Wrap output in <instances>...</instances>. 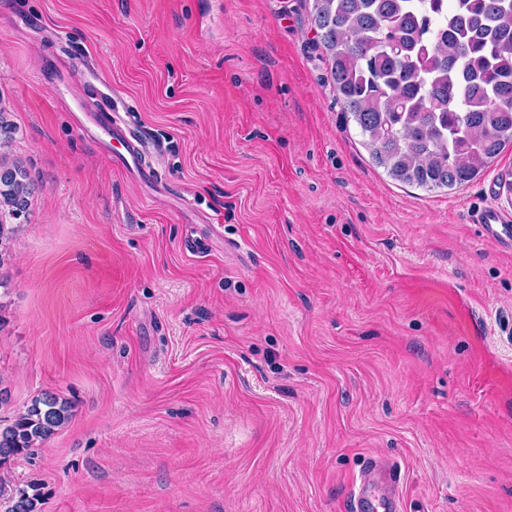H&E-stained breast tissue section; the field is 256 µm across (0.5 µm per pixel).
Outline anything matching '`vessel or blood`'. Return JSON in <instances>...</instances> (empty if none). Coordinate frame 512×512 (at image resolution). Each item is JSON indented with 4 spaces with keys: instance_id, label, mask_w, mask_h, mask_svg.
Segmentation results:
<instances>
[{
    "instance_id": "vessel-or-blood-1",
    "label": "vessel or blood",
    "mask_w": 512,
    "mask_h": 512,
    "mask_svg": "<svg viewBox=\"0 0 512 512\" xmlns=\"http://www.w3.org/2000/svg\"><path fill=\"white\" fill-rule=\"evenodd\" d=\"M77 129L85 139L108 148L114 169L154 182L159 173L151 159L157 144L141 126L125 119L116 111L111 97H103L95 106L90 123H78ZM476 221L486 236L498 245H512V216L488 206L477 215ZM398 500L390 473L380 464L368 467L353 493V512H396Z\"/></svg>"
}]
</instances>
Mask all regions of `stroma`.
<instances>
[{"label": "stroma", "mask_w": 512, "mask_h": 512, "mask_svg": "<svg viewBox=\"0 0 512 512\" xmlns=\"http://www.w3.org/2000/svg\"><path fill=\"white\" fill-rule=\"evenodd\" d=\"M312 0H0V108L36 191L0 270V419L68 424L0 468L40 512H512V214L498 175L378 167ZM86 60L159 146L158 183L75 124ZM206 241L204 252L188 238ZM477 224H480L486 236L500 246L512 245V218L500 209L487 206L483 208L476 217ZM379 483L388 488L384 494L375 493ZM394 484L391 474L382 465L372 464L353 493L351 510L355 512L397 510L398 500Z\"/></svg>", "instance_id": "stroma-1"}]
</instances>
